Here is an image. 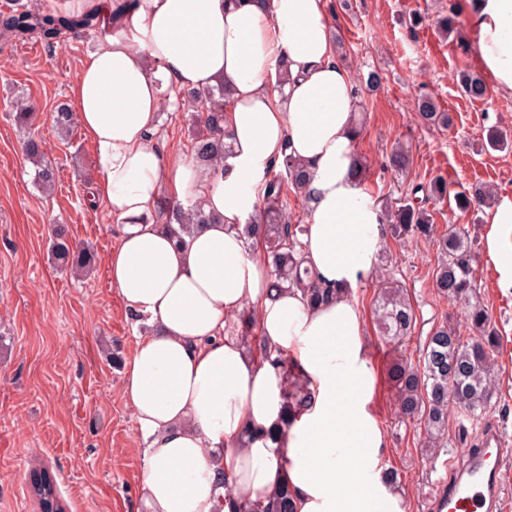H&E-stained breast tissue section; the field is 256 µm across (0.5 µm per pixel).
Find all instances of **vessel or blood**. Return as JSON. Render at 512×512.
Wrapping results in <instances>:
<instances>
[{
	"instance_id": "obj_1",
	"label": "vessel or blood",
	"mask_w": 512,
	"mask_h": 512,
	"mask_svg": "<svg viewBox=\"0 0 512 512\" xmlns=\"http://www.w3.org/2000/svg\"><path fill=\"white\" fill-rule=\"evenodd\" d=\"M507 450L496 428L484 429L462 458L448 464L436 512H504L502 469Z\"/></svg>"
}]
</instances>
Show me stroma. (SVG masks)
I'll return each instance as SVG.
<instances>
[{
	"label": "stroma",
	"instance_id": "stroma-1",
	"mask_svg": "<svg viewBox=\"0 0 512 512\" xmlns=\"http://www.w3.org/2000/svg\"><path fill=\"white\" fill-rule=\"evenodd\" d=\"M326 2L337 59L352 75L356 115L363 120L357 153L366 165L362 188L370 202L409 197L415 187L444 176L450 198L426 204L436 232L453 224L468 230L475 244L481 296L500 336L492 356L498 388L481 422L498 427L512 446V292L497 286L483 212L460 213L452 199L484 181L512 193V150L484 145L489 130L512 129V94L492 88L485 100L472 102L456 85L458 72H480L477 50L442 37L437 19L452 12L465 20L466 0ZM415 15L422 22L414 28L409 20ZM96 40L93 33L50 46L0 39V512H35L28 475L39 465L55 478L67 512H136L142 493L146 444L123 391L122 365L145 330L106 275L123 226L90 203L97 176L90 142L77 128L59 140L52 125L80 58ZM374 71L381 82L371 88L367 79ZM19 96L37 112L33 125L13 118ZM423 96L451 113L449 128L419 121L415 104ZM195 109L181 101L163 107L157 134L163 154L189 155L187 115ZM31 136L45 141V159L57 171L52 192L37 185L36 166L22 150ZM397 149L410 155L406 169L389 163ZM56 224L67 225L77 244L94 250L89 275L78 278L53 263ZM381 248L417 316L410 335L387 341L374 320L375 273L351 291L376 377L372 407L385 440L382 466L398 473L404 512H431L448 481L449 461L469 447L477 430L460 427L456 409H449L443 446L426 456L423 426L397 412L388 367L396 358L418 361L431 329L448 316L461 323L464 310L434 288L435 254L427 243L386 232Z\"/></svg>",
	"mask_w": 512,
	"mask_h": 512
}]
</instances>
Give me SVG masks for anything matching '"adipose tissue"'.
I'll return each instance as SVG.
<instances>
[{
    "label": "adipose tissue",
    "instance_id": "obj_1",
    "mask_svg": "<svg viewBox=\"0 0 512 512\" xmlns=\"http://www.w3.org/2000/svg\"><path fill=\"white\" fill-rule=\"evenodd\" d=\"M101 33L69 85L95 151L93 194L126 229L107 259L111 284L149 328L126 366L124 392L147 442L138 512H231L286 483L296 512H403L381 481L383 434L370 402L375 376L358 306L308 307L268 297L266 265L236 226L256 216L258 189L284 156L311 174L305 254L320 282L355 287L381 243L380 210L354 177V85L336 58L326 0H74ZM482 71L512 92V0H478L469 19ZM230 93L225 171L158 148L159 112L176 91ZM200 197L215 223L184 239L165 228L166 203ZM487 253L512 290V196L486 209ZM254 308L268 349L293 360L312 402L282 443L237 444L281 420L284 375L273 356L227 336Z\"/></svg>",
    "mask_w": 512,
    "mask_h": 512
}]
</instances>
